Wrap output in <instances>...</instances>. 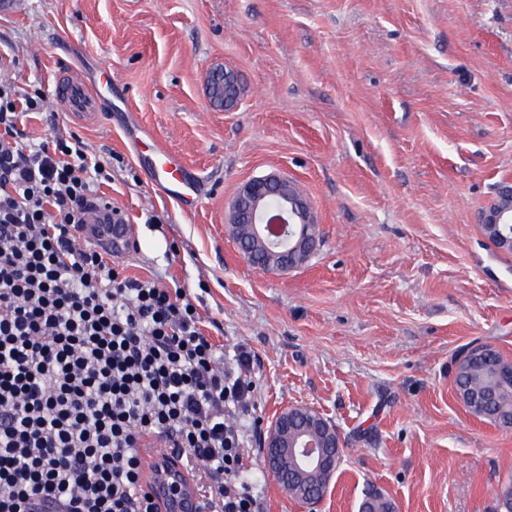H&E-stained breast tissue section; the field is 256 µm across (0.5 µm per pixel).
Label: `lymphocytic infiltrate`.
<instances>
[{"label": "lymphocytic infiltrate", "mask_w": 512, "mask_h": 512, "mask_svg": "<svg viewBox=\"0 0 512 512\" xmlns=\"http://www.w3.org/2000/svg\"><path fill=\"white\" fill-rule=\"evenodd\" d=\"M43 105L0 83V512H156L146 435L192 462L205 512H261L225 421L251 382L225 369L199 297L80 242L108 173L79 138L25 139L23 113Z\"/></svg>", "instance_id": "1"}]
</instances>
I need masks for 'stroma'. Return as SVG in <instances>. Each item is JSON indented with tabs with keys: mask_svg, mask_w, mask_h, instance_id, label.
<instances>
[{
	"mask_svg": "<svg viewBox=\"0 0 512 512\" xmlns=\"http://www.w3.org/2000/svg\"><path fill=\"white\" fill-rule=\"evenodd\" d=\"M217 65L240 76L234 111L206 97ZM73 71L115 77L101 112L55 103ZM1 80L46 99L28 137H80L110 173L139 242L113 266L201 295L225 367L249 353L253 407L229 422L263 512H358L371 487L398 512H500L512 429L466 411L448 370L481 344L512 358V252L480 227L512 188V0H0ZM138 123L194 169L196 209L157 185ZM273 171L317 217L301 269L255 268L225 228ZM296 405L346 443L314 508L259 452Z\"/></svg>",
	"mask_w": 512,
	"mask_h": 512,
	"instance_id": "obj_1",
	"label": "stroma"
}]
</instances>
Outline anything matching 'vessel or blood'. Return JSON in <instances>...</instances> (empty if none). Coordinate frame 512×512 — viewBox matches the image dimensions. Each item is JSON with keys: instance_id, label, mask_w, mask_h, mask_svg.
I'll return each mask as SVG.
<instances>
[{"instance_id": "b4317fda", "label": "vessel or blood", "mask_w": 512, "mask_h": 512, "mask_svg": "<svg viewBox=\"0 0 512 512\" xmlns=\"http://www.w3.org/2000/svg\"><path fill=\"white\" fill-rule=\"evenodd\" d=\"M98 75L76 74L59 81L56 99L72 112H94L101 101ZM140 141L152 146L151 166L156 182L186 206L196 204L197 183L182 158L148 131ZM79 236L85 244L112 252L133 251L138 241L124 212L110 199L93 200L80 215ZM140 457L145 475L144 489L152 495L158 512H200V498L194 477L182 465L174 449L158 447L150 437L143 438Z\"/></svg>"}]
</instances>
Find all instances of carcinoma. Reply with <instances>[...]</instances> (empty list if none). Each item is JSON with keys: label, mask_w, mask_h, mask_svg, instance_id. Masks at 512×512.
Returning <instances> with one entry per match:
<instances>
[{"label": "carcinoma", "mask_w": 512, "mask_h": 512, "mask_svg": "<svg viewBox=\"0 0 512 512\" xmlns=\"http://www.w3.org/2000/svg\"><path fill=\"white\" fill-rule=\"evenodd\" d=\"M512 359L490 345L462 358L453 372L456 394L473 415L501 425L512 422ZM370 512H397L396 503L383 492L370 494Z\"/></svg>", "instance_id": "obj_1"}]
</instances>
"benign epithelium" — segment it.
<instances>
[{
    "label": "benign epithelium",
    "mask_w": 512,
    "mask_h": 512,
    "mask_svg": "<svg viewBox=\"0 0 512 512\" xmlns=\"http://www.w3.org/2000/svg\"><path fill=\"white\" fill-rule=\"evenodd\" d=\"M210 101L224 110L235 109L240 102L236 73L231 69L213 70L207 80ZM226 223L238 249L254 266L264 271H288L306 265L318 248L311 205L297 184L280 173H268L243 182L232 200ZM305 409L290 408L279 414L264 438L267 470L284 488L289 485L304 490L308 503L319 499L306 485L310 476L329 483L341 460L336 458V444L325 441L316 425H325L321 416L307 418ZM327 426V425H325ZM336 435L334 425L327 426Z\"/></svg>",
    "instance_id": "1"
}]
</instances>
